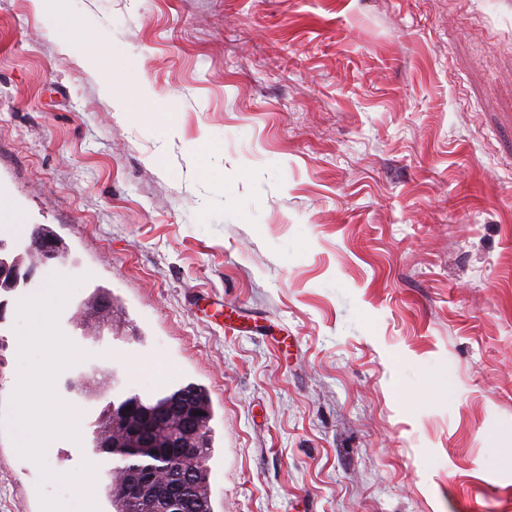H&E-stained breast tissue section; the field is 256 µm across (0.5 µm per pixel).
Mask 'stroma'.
Wrapping results in <instances>:
<instances>
[{
  "label": "stroma",
  "mask_w": 512,
  "mask_h": 512,
  "mask_svg": "<svg viewBox=\"0 0 512 512\" xmlns=\"http://www.w3.org/2000/svg\"><path fill=\"white\" fill-rule=\"evenodd\" d=\"M0 198L65 242L82 354L80 438L20 456L7 295L0 512L70 500L42 468L100 466L159 357L211 399L214 512H512V0H0ZM94 366L120 385L66 394ZM99 298H107L109 301L108 305L106 306L107 308L104 307L102 309V316L105 318H95L88 320L83 315H81L76 319L75 322V326L82 331L84 336L90 334L94 336L96 340H100L101 336H104V330L106 328L112 330V321L110 320H112V313H114L112 297L100 289H97L96 292L89 298L90 303Z\"/></svg>",
  "instance_id": "stroma-1"
}]
</instances>
